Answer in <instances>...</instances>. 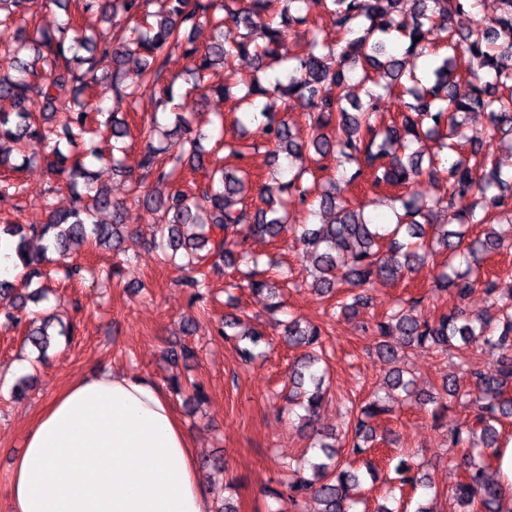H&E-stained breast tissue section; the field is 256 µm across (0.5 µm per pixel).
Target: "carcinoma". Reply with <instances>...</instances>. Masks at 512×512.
Returning <instances> with one entry per match:
<instances>
[{
    "label": "carcinoma",
    "instance_id": "cac0c4a2",
    "mask_svg": "<svg viewBox=\"0 0 512 512\" xmlns=\"http://www.w3.org/2000/svg\"><path fill=\"white\" fill-rule=\"evenodd\" d=\"M74 2L73 21L50 32L31 24L21 12L26 0H0V167L10 164L3 153L7 142L38 144L43 154L27 157L40 162L46 171L65 178L78 204L65 211L53 209L52 198L44 195L38 205L48 212L43 224H8L3 233L16 239L15 252L31 279L40 274L45 252L28 251L29 235L49 238L46 248L67 255L72 241L100 246L109 243L114 250L122 246L123 212L103 190H95L90 206L81 205L79 186H90L96 172L89 160L112 155L114 169L123 167L121 154L127 148L128 123L112 118L95 123L90 109L78 99L90 95L101 82L97 55L110 56L113 62L112 87L130 105L146 93L165 107L170 106L175 126L190 124L182 105L174 103L172 81L165 67L170 53L180 50L194 61L192 91L204 98L214 94L234 97L244 114L261 116L258 133L269 146L273 161L285 155L291 166L289 179L264 186V206L248 208L246 197L252 188L251 173L244 167L229 170L215 166L208 172V187L200 192L183 188L185 167H203L200 140L186 136L174 143L154 144L156 123L142 129L144 148L139 163L140 176L132 179V194L161 212L148 244L161 245L160 260L192 272L184 285L191 296L202 298L209 287L204 261L213 265L236 266V259L247 253L250 238L261 236L277 242L289 235L310 252L315 273L312 287L322 296L336 295V308L324 310L330 318L336 313L355 317L372 302L369 290L378 282L398 281L423 262L432 251L426 238L434 231L447 254L444 269L435 287L462 301L475 289L501 301L498 282L481 268L482 256L509 248L494 223L512 222V175L504 176L502 161L483 150V139H470L467 152L452 141L453 131L467 124L471 114H489L493 129L512 136V0H500L499 12L486 19L472 18L474 0H415L410 20L398 19L402 0H324L335 17V36L329 37L309 25L303 13L306 0H161L155 12L146 10L149 0H51L58 7ZM281 4L276 20L262 33L252 28V17L273 11ZM88 14L109 24L98 33L78 20ZM209 23L216 36L204 48L195 45L193 33L201 22ZM305 27L302 49L291 51L285 44L283 28ZM398 32L407 39L405 54L423 55L426 35L436 33L441 45L453 49L467 46L470 57L486 70L487 80L473 82L458 73L455 57L443 58L432 70L433 79H421L404 70L403 60L386 55L383 36ZM143 57V65L133 76L123 70L125 60ZM244 61L261 72L267 64L281 67L280 75L268 85L255 76L240 84L234 62ZM227 69L225 82L210 85L208 72ZM361 68V82H370L380 91H366L364 104L344 106L351 100L349 73ZM395 97L403 112L401 121L385 118L381 103ZM301 106L308 116L306 136L294 129L288 113ZM442 135L440 148L447 150L448 163L439 154L428 160L411 150L425 138ZM341 163L353 164L355 171L348 184L363 180L364 172L373 176L372 186L391 191L393 224H373L364 210L349 201L336 199V184L331 188L318 181V163L328 155ZM173 189L168 199L146 189L150 177ZM440 184L443 193L430 201L412 190L421 179ZM477 196V207H460L465 198ZM319 202L325 216L314 228L293 223L292 200L305 203L308 197ZM446 211L444 224L431 223L434 209ZM209 215L207 230L196 238H184L181 227L197 223L198 212ZM471 224L484 226L483 236L467 245L466 267L455 266L466 231ZM349 285L362 292L348 299L339 288ZM233 287L261 293L271 289L261 271L254 268ZM13 286L0 280V315L10 323L19 321L16 305L9 301ZM422 298L412 297L375 323L381 340L378 355L393 361L404 349L433 347L442 352L458 351L461 376L443 382L441 394H428L424 404L439 417L448 410V400L471 398L476 407L474 421L457 429L451 437L454 447L470 449L465 461L466 476L452 498L464 512H501L505 489L500 480L489 479L486 459L496 457L499 434L496 425L512 418V287L494 318L471 317L461 305L442 311L434 318L420 319L413 310ZM50 323L28 333L25 341L46 350L52 341ZM261 333H253L251 345L237 346L241 360L249 364L259 353ZM285 342L305 347L308 352L290 368L293 394L289 401L299 405L308 422L315 420L323 402L324 378L319 369L323 361L325 322H288ZM489 347L504 352L498 373L486 374L471 367L472 348ZM387 387L409 392L414 384L404 379V371L393 369ZM390 413L382 397L375 395L359 408H351L350 418L341 429L319 433L320 454L307 465L291 469L288 500L311 494L322 505L319 512H354L358 503L352 490L360 483L361 461L368 474L377 469V432L372 421ZM401 486L431 487L422 465L413 458H401L394 466Z\"/></svg>",
    "mask_w": 512,
    "mask_h": 512
}]
</instances>
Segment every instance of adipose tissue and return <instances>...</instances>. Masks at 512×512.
<instances>
[{
  "label": "adipose tissue",
  "instance_id": "ef3b65f1",
  "mask_svg": "<svg viewBox=\"0 0 512 512\" xmlns=\"http://www.w3.org/2000/svg\"><path fill=\"white\" fill-rule=\"evenodd\" d=\"M10 494L13 512H208L167 393L109 368L52 398L11 470Z\"/></svg>",
  "mask_w": 512,
  "mask_h": 512
}]
</instances>
